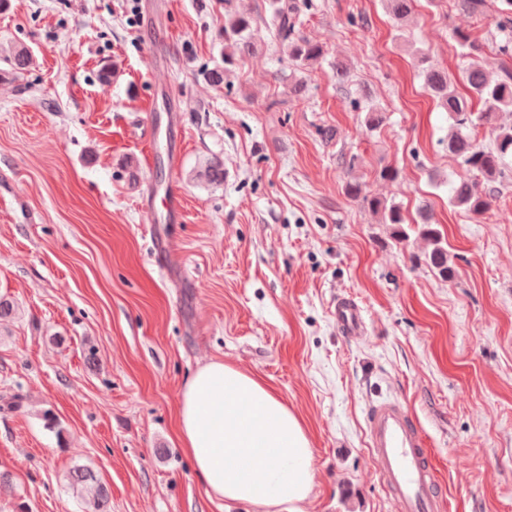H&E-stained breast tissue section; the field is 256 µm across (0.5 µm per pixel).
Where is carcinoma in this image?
Wrapping results in <instances>:
<instances>
[{
	"label": "carcinoma",
	"mask_w": 512,
	"mask_h": 512,
	"mask_svg": "<svg viewBox=\"0 0 512 512\" xmlns=\"http://www.w3.org/2000/svg\"><path fill=\"white\" fill-rule=\"evenodd\" d=\"M271 24L279 38L287 43L288 57L300 66L312 65L323 56V45L300 31L299 7L293 0H272ZM257 18L251 14L236 12L231 8V0H224V60L234 57L243 59L256 49L252 31ZM453 39L462 50V55L471 58L468 67L462 72V80L471 97L481 108L473 111L466 98L461 96L448 73L435 68L423 72L424 84L438 106L448 112L454 121V130L448 135V154L460 160L464 174L453 183L450 189V203L472 217L485 215L492 207L493 191L481 193L477 190V177L492 179L502 168L505 160L512 157V125L497 128L495 144L491 148L480 145L468 132L479 125L493 123L501 112H512V71L505 68L502 74L494 76L476 62L482 47L471 34L456 30ZM32 64V58L25 50L9 56V73L21 77ZM201 176L211 184L224 183V167L218 159L209 161ZM345 194L352 200H362L370 208L381 214L382 223L395 227L398 236L403 235L402 225L407 223L400 206L387 203L377 197H368L363 183L348 182ZM417 222L418 233L432 245L425 255L432 271L441 279L452 278L453 269L448 265V249L443 235L435 227L431 204H420ZM74 485H96L94 512H107L108 494L98 484L96 475L78 469L71 476Z\"/></svg>",
	"instance_id": "carcinoma-1"
}]
</instances>
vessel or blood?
<instances>
[{"instance_id": "obj_1", "label": "vessel or blood", "mask_w": 512, "mask_h": 512, "mask_svg": "<svg viewBox=\"0 0 512 512\" xmlns=\"http://www.w3.org/2000/svg\"><path fill=\"white\" fill-rule=\"evenodd\" d=\"M185 199L176 186H169L161 201L147 199L149 221L157 217L178 219ZM336 324L345 336L356 338L366 330L360 306L348 297L337 298ZM369 450L376 472L398 506V512H442L445 501L435 476L427 440L406 403L392 399L371 405L366 415Z\"/></svg>"}]
</instances>
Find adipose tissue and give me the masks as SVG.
<instances>
[{
  "instance_id": "adipose-tissue-1",
  "label": "adipose tissue",
  "mask_w": 512,
  "mask_h": 512,
  "mask_svg": "<svg viewBox=\"0 0 512 512\" xmlns=\"http://www.w3.org/2000/svg\"><path fill=\"white\" fill-rule=\"evenodd\" d=\"M177 431L208 492L259 512H302L315 480L311 441L272 387L208 363L184 385Z\"/></svg>"
}]
</instances>
